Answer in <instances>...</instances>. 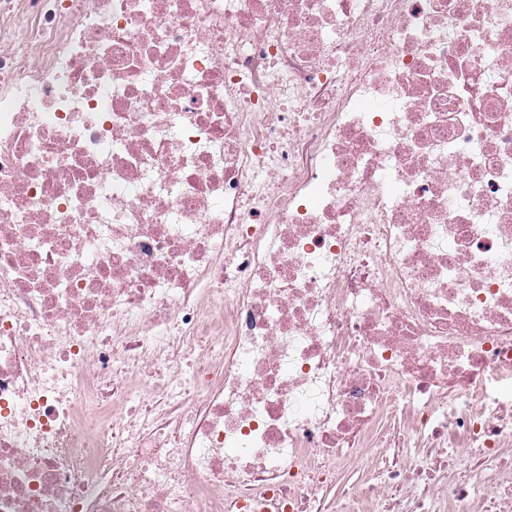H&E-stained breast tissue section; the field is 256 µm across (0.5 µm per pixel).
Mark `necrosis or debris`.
I'll return each mask as SVG.
<instances>
[{
    "mask_svg": "<svg viewBox=\"0 0 512 512\" xmlns=\"http://www.w3.org/2000/svg\"><path fill=\"white\" fill-rule=\"evenodd\" d=\"M0 512H512V0H0Z\"/></svg>",
    "mask_w": 512,
    "mask_h": 512,
    "instance_id": "obj_1",
    "label": "necrosis or debris"
}]
</instances>
